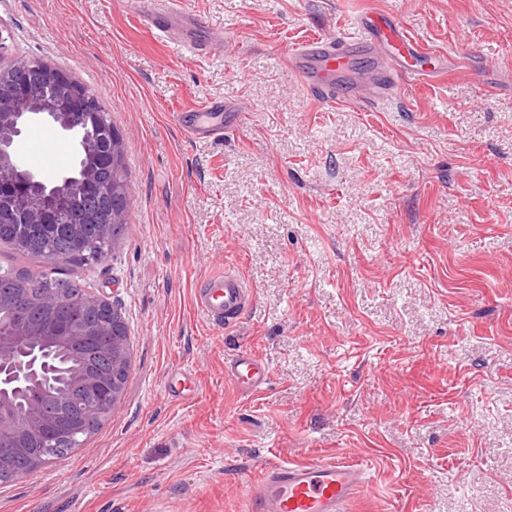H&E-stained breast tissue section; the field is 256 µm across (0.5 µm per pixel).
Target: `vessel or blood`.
Here are the masks:
<instances>
[{"label": "vessel or blood", "instance_id": "b4317fda", "mask_svg": "<svg viewBox=\"0 0 512 512\" xmlns=\"http://www.w3.org/2000/svg\"><path fill=\"white\" fill-rule=\"evenodd\" d=\"M146 24L167 44L195 54L208 48L207 41L186 38V30L198 28L200 21L180 0H153ZM355 24L350 36H319L289 47L290 64L308 87L331 102L368 105L402 84L426 79L427 69L411 67L410 62L428 51L402 26L379 12L364 14ZM245 119L237 102L222 98L175 116L180 130L199 143L230 135ZM251 302V289L230 270L209 276L194 296L197 313L214 326L235 324ZM224 373L238 389L256 392L267 384L270 368L245 351ZM365 484L364 468L349 460L272 462L248 484L247 512H349Z\"/></svg>", "mask_w": 512, "mask_h": 512}]
</instances>
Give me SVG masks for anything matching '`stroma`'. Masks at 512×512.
Returning a JSON list of instances; mask_svg holds the SVG:
<instances>
[{
    "mask_svg": "<svg viewBox=\"0 0 512 512\" xmlns=\"http://www.w3.org/2000/svg\"><path fill=\"white\" fill-rule=\"evenodd\" d=\"M209 53L123 0H0V61L90 88L123 139L126 240L64 266L118 304L122 395L81 448L0 486V512H245L266 462H363L352 512H512V0H186ZM399 22L448 66L366 109L330 103L290 45ZM238 102L230 138L176 112ZM237 267V325L194 308ZM250 351L258 392L224 379Z\"/></svg>",
    "mask_w": 512,
    "mask_h": 512,
    "instance_id": "1",
    "label": "stroma"
}]
</instances>
